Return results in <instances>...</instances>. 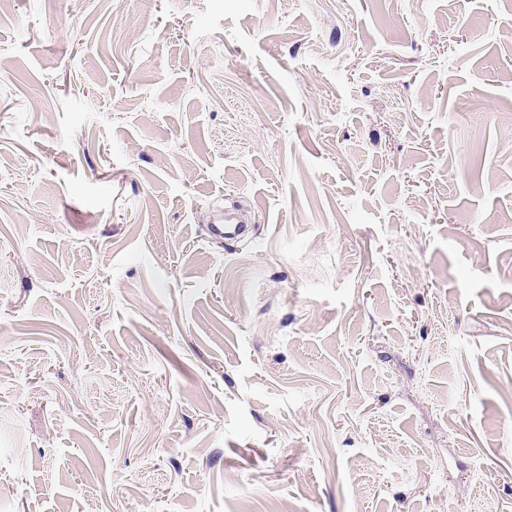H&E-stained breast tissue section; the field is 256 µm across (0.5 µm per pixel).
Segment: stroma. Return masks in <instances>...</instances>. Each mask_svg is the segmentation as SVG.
I'll return each instance as SVG.
<instances>
[{"instance_id":"stroma-1","label":"stroma","mask_w":512,"mask_h":512,"mask_svg":"<svg viewBox=\"0 0 512 512\" xmlns=\"http://www.w3.org/2000/svg\"><path fill=\"white\" fill-rule=\"evenodd\" d=\"M0 512H512V0H0ZM225 224V225H223ZM250 225L233 210H225L224 216L219 215L210 225L213 237L225 240L240 239L248 235Z\"/></svg>"}]
</instances>
